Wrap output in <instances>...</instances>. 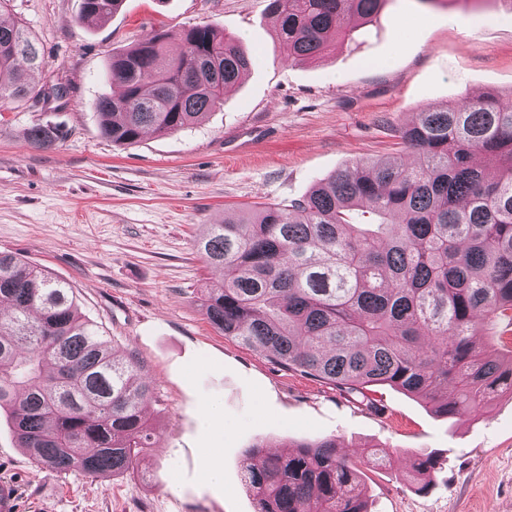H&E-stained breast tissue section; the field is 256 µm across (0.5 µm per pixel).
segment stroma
Segmentation results:
<instances>
[{
    "instance_id": "obj_1",
    "label": "stroma",
    "mask_w": 512,
    "mask_h": 512,
    "mask_svg": "<svg viewBox=\"0 0 512 512\" xmlns=\"http://www.w3.org/2000/svg\"><path fill=\"white\" fill-rule=\"evenodd\" d=\"M81 0H8L0 21L39 41L37 85L63 97L0 102V252L68 284L81 315L152 379L155 444L131 474L40 471L0 416V481L17 512H254L247 448L281 452L336 438L363 461L369 512H512V396L451 418L388 386L376 410L225 337L201 306L222 275L195 247L227 212L287 204L352 163L406 150L395 130L421 109L467 96L512 95V0H386L319 60H288L271 0H123L78 21ZM213 25L252 58L249 71L196 124L131 145L101 133L93 103L118 95L103 78L113 53L158 30ZM62 140L34 146V126ZM389 448L393 468H374ZM224 483L204 477L210 451ZM437 465L411 486L415 455Z\"/></svg>"
}]
</instances>
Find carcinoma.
Here are the masks:
<instances>
[{"label":"carcinoma","instance_id":"carcinoma-1","mask_svg":"<svg viewBox=\"0 0 512 512\" xmlns=\"http://www.w3.org/2000/svg\"><path fill=\"white\" fill-rule=\"evenodd\" d=\"M122 0H82L79 22ZM386 0H271L278 40L293 61L317 58L353 19ZM41 49L0 25V101L39 97L30 72ZM251 57L211 25L157 31L112 55L122 87L94 106L113 143L194 124L224 101ZM413 161L356 162L284 206L243 208L197 241L224 286L201 298L225 336L287 369L366 396L388 385L450 416L512 395V349L477 341L486 324L512 327V104L490 94L428 107L398 129ZM36 126L37 147L62 139ZM478 155L493 174L474 162ZM0 412L18 446L52 475L101 478L138 469L154 445L142 411L153 394L140 361L118 356L85 322L66 284L0 252ZM245 451L256 512H368L358 463L331 437L269 454ZM437 460L420 455L412 485Z\"/></svg>","mask_w":512,"mask_h":512}]
</instances>
